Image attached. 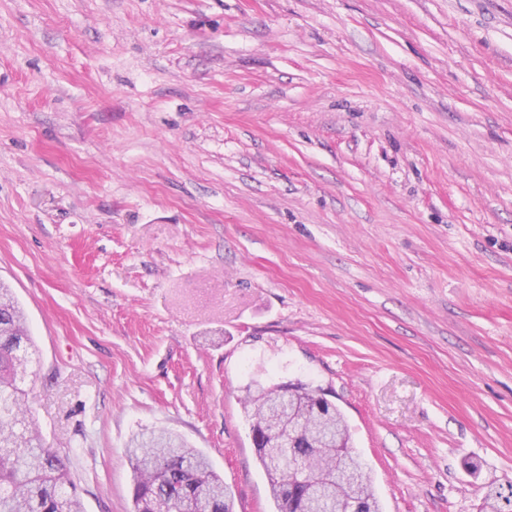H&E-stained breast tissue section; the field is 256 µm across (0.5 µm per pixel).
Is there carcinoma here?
<instances>
[{"mask_svg": "<svg viewBox=\"0 0 512 512\" xmlns=\"http://www.w3.org/2000/svg\"><path fill=\"white\" fill-rule=\"evenodd\" d=\"M35 350L24 313L12 291L0 286V512H82L65 458L42 435L22 388ZM251 424L266 423V406L278 404L274 390L248 391ZM343 416L338 406L316 410L315 401L301 413L294 445L271 457L256 447L270 488L275 512H336L347 509L349 490L328 489L337 468L336 448L328 445L336 424L324 419ZM357 465L368 512H382L372 479L351 446L343 448ZM127 456L133 472L134 512H233V492L216 474L209 459L168 431L132 437ZM303 469L288 481L290 458ZM482 512H512V483L487 492Z\"/></svg>", "mask_w": 512, "mask_h": 512, "instance_id": "carcinoma-1", "label": "carcinoma"}]
</instances>
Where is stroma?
Instances as JSON below:
<instances>
[{"label": "stroma", "mask_w": 512, "mask_h": 512, "mask_svg": "<svg viewBox=\"0 0 512 512\" xmlns=\"http://www.w3.org/2000/svg\"><path fill=\"white\" fill-rule=\"evenodd\" d=\"M0 281L84 512L131 437L271 512L245 398L344 412L384 512L512 481V0H0Z\"/></svg>", "instance_id": "1"}]
</instances>
